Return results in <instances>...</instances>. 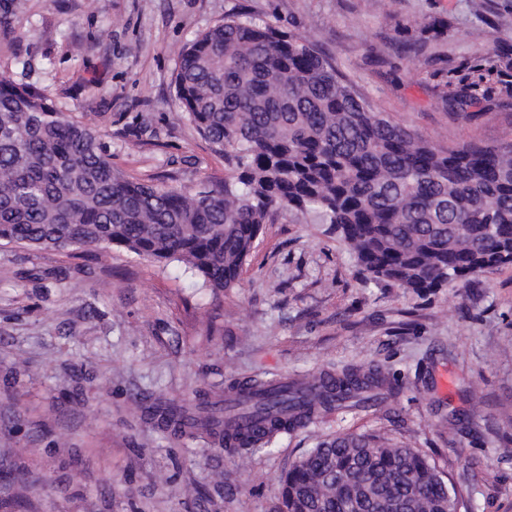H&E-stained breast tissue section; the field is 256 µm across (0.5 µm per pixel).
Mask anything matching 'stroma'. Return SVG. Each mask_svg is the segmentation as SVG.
<instances>
[{
    "label": "stroma",
    "instance_id": "obj_1",
    "mask_svg": "<svg viewBox=\"0 0 512 512\" xmlns=\"http://www.w3.org/2000/svg\"><path fill=\"white\" fill-rule=\"evenodd\" d=\"M247 14L305 35L377 111L433 146L512 145V102L456 110L450 71L512 47V0H24L0 71L103 134L123 174L193 187L224 161L177 119L181 48ZM375 361L393 392L246 455L162 430L250 377ZM422 449L512 512V266L420 296L364 283L334 225L280 214L238 288L116 248L0 243V512H281L277 479L342 431Z\"/></svg>",
    "mask_w": 512,
    "mask_h": 512
}]
</instances>
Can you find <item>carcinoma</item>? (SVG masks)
I'll return each instance as SVG.
<instances>
[{
    "mask_svg": "<svg viewBox=\"0 0 512 512\" xmlns=\"http://www.w3.org/2000/svg\"><path fill=\"white\" fill-rule=\"evenodd\" d=\"M181 117L224 158L222 184L195 189L129 178L98 130L45 90L0 73V242L56 251L124 249L181 262L215 290L239 284L279 212L317 214L356 256L367 282L424 295L512 265V145L437 149L375 111L304 36L232 15L182 48ZM448 82L467 108L512 100V49ZM376 362L304 379H249L224 397V418L156 411L179 437L254 452L277 435L391 391ZM282 512H469V490L418 448L340 432L278 480Z\"/></svg>",
    "mask_w": 512,
    "mask_h": 512,
    "instance_id": "carcinoma-1",
    "label": "carcinoma"
}]
</instances>
